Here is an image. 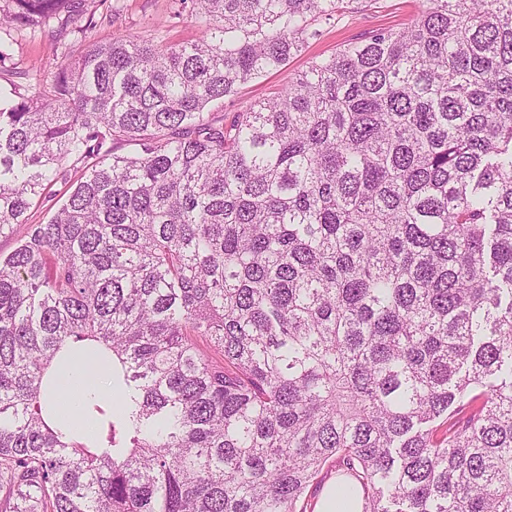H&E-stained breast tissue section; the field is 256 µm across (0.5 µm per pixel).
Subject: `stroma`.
<instances>
[{"mask_svg":"<svg viewBox=\"0 0 512 512\" xmlns=\"http://www.w3.org/2000/svg\"><path fill=\"white\" fill-rule=\"evenodd\" d=\"M93 20L84 33L61 34L60 19L39 26L14 25L0 29V41L9 46L0 60V94H38L50 90L53 76L64 60L79 54L83 45L131 33L145 39L182 43L198 37L201 22L190 10H179L175 0H84ZM422 0H353L344 18L321 24V35L309 48L294 56L279 72L256 80L233 100L215 105L218 113L240 109L246 102L265 98L305 70L315 57H327L364 33L396 28L408 22ZM75 169L66 168L48 184L42 198L26 213L28 223H47L66 201L76 181Z\"/></svg>","mask_w":512,"mask_h":512,"instance_id":"obj_1","label":"stroma"}]
</instances>
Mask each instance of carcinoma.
<instances>
[{"label":"carcinoma","instance_id":"obj_1","mask_svg":"<svg viewBox=\"0 0 512 512\" xmlns=\"http://www.w3.org/2000/svg\"><path fill=\"white\" fill-rule=\"evenodd\" d=\"M0 29L72 0H5ZM0 99V512H512V0H191ZM137 150L124 153L122 147ZM339 23H321V36L309 48L294 56L279 72L256 80L233 99H226L211 107L216 115L235 112L246 102L265 98L305 70L314 57H327L364 33L381 28H396L408 22L423 6L422 0H355ZM221 112V113H220ZM77 167L82 166L78 164L75 169L67 167L61 175L48 184L42 198L27 211L28 224L22 225L46 224L50 220L55 211L66 201L71 185L78 177ZM315 510L316 512H362V501L355 490L345 495L340 492L336 483H329L321 493L314 512Z\"/></svg>","mask_w":512,"mask_h":512}]
</instances>
